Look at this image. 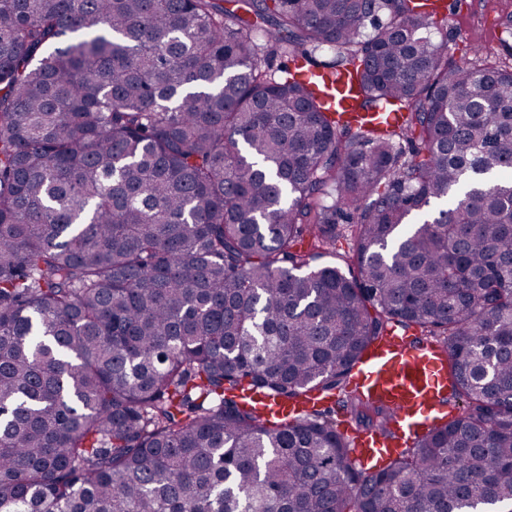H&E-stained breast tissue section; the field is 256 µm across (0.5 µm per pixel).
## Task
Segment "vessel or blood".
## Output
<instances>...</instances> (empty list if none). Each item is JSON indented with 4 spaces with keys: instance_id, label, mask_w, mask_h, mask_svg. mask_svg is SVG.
Masks as SVG:
<instances>
[{
    "instance_id": "1",
    "label": "vessel or blood",
    "mask_w": 512,
    "mask_h": 512,
    "mask_svg": "<svg viewBox=\"0 0 512 512\" xmlns=\"http://www.w3.org/2000/svg\"><path fill=\"white\" fill-rule=\"evenodd\" d=\"M353 384L369 399L393 415L394 438L376 431L347 427L345 436L354 448V459L404 448L412 433L433 422L435 414L448 410V362L444 348L390 331L368 352Z\"/></svg>"
}]
</instances>
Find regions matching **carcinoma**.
I'll list each match as a JSON object with an SVG mask.
<instances>
[{
	"label": "carcinoma",
	"mask_w": 512,
	"mask_h": 512,
	"mask_svg": "<svg viewBox=\"0 0 512 512\" xmlns=\"http://www.w3.org/2000/svg\"><path fill=\"white\" fill-rule=\"evenodd\" d=\"M427 2L0 0V512H512V61ZM395 323L448 360L397 457L256 406L390 435L349 378ZM337 79H342V81H339L334 85L337 91L336 98H334L333 100L335 108L337 104V107L340 110L350 113L348 114L349 116L357 117L358 120L362 117L373 118L376 121L386 122H392L395 120L396 112H357L354 109L355 103L347 92V79L342 78V75L338 76ZM349 224H341L340 233L341 236L336 241V248L330 249L329 252L320 257L316 264L318 265H343L341 261V256L345 253L347 254L349 250H351V237L350 232L348 231Z\"/></svg>",
	"instance_id": "cac0c4a2"
}]
</instances>
